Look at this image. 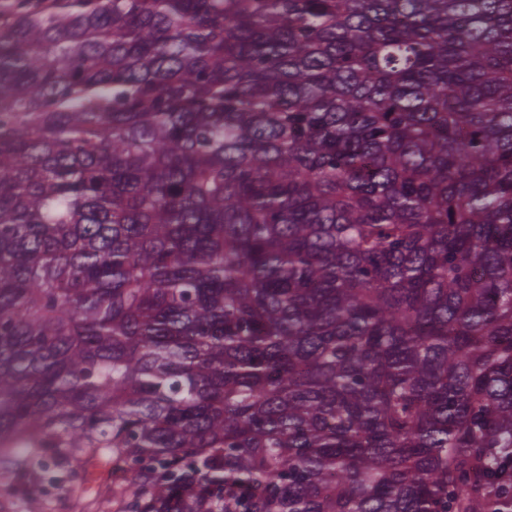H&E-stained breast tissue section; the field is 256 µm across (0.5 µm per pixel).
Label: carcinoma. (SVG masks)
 <instances>
[{
  "mask_svg": "<svg viewBox=\"0 0 512 512\" xmlns=\"http://www.w3.org/2000/svg\"><path fill=\"white\" fill-rule=\"evenodd\" d=\"M127 512H512V0H0V468Z\"/></svg>",
  "mask_w": 512,
  "mask_h": 512,
  "instance_id": "obj_1",
  "label": "carcinoma"
}]
</instances>
